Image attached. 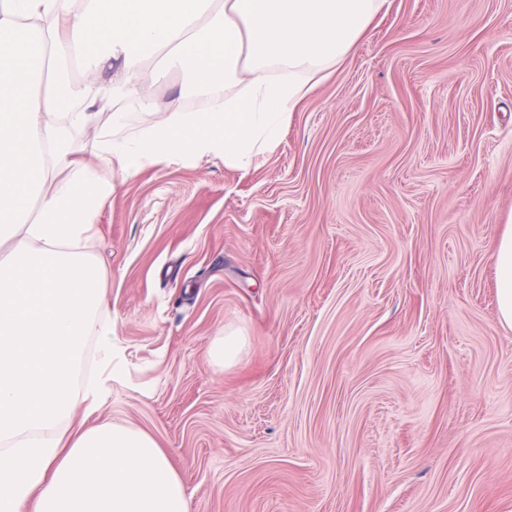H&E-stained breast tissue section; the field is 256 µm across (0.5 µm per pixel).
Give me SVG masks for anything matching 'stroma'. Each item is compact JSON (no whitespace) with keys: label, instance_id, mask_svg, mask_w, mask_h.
Segmentation results:
<instances>
[{"label":"stroma","instance_id":"stroma-1","mask_svg":"<svg viewBox=\"0 0 512 512\" xmlns=\"http://www.w3.org/2000/svg\"><path fill=\"white\" fill-rule=\"evenodd\" d=\"M511 216L512 0H385L249 168L148 163L104 202L80 249L123 376L73 423L149 433L189 512H512ZM495 243L494 276L500 321L512 328V216ZM242 345L240 336L222 337L213 347L212 354L217 363H231L237 356Z\"/></svg>","mask_w":512,"mask_h":512}]
</instances>
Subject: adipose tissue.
Masks as SVG:
<instances>
[{"label": "adipose tissue", "mask_w": 512, "mask_h": 512, "mask_svg": "<svg viewBox=\"0 0 512 512\" xmlns=\"http://www.w3.org/2000/svg\"><path fill=\"white\" fill-rule=\"evenodd\" d=\"M384 0H0V512H189L186 486L148 433L103 422L71 445L75 373L96 338L118 379L112 324L101 317L102 272L78 249L101 203L145 163L187 156L248 168L294 110L342 61ZM50 17L49 26L37 18ZM120 62L122 82L103 77ZM80 67L81 80L70 77ZM171 69L223 87L204 112L141 98L143 78ZM122 97L146 119L116 112L96 161L65 180L67 130ZM500 321L512 328V225L495 243ZM108 380L88 386L96 410Z\"/></svg>", "instance_id": "1"}]
</instances>
